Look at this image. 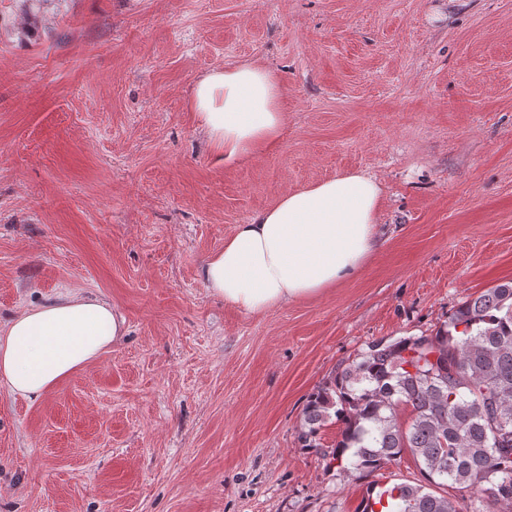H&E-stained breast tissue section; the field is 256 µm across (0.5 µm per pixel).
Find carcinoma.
<instances>
[{
	"mask_svg": "<svg viewBox=\"0 0 512 512\" xmlns=\"http://www.w3.org/2000/svg\"><path fill=\"white\" fill-rule=\"evenodd\" d=\"M333 421L329 450L319 434ZM298 441L348 477L413 456L423 481L374 480L359 512L511 507L512 281L462 301L429 333L366 343L309 396Z\"/></svg>",
	"mask_w": 512,
	"mask_h": 512,
	"instance_id": "obj_1",
	"label": "carcinoma"
}]
</instances>
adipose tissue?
I'll return each mask as SVG.
<instances>
[{"label":"adipose tissue","instance_id":"ef3b65f1","mask_svg":"<svg viewBox=\"0 0 512 512\" xmlns=\"http://www.w3.org/2000/svg\"><path fill=\"white\" fill-rule=\"evenodd\" d=\"M190 108L225 162L274 145L287 114L274 73L248 62L214 68L193 87ZM378 182L345 173L284 193L248 224L236 225L201 269L208 291L260 314L314 298L350 278L378 247ZM125 332L106 300L66 291L0 324V385L34 399L93 362Z\"/></svg>","mask_w":512,"mask_h":512}]
</instances>
